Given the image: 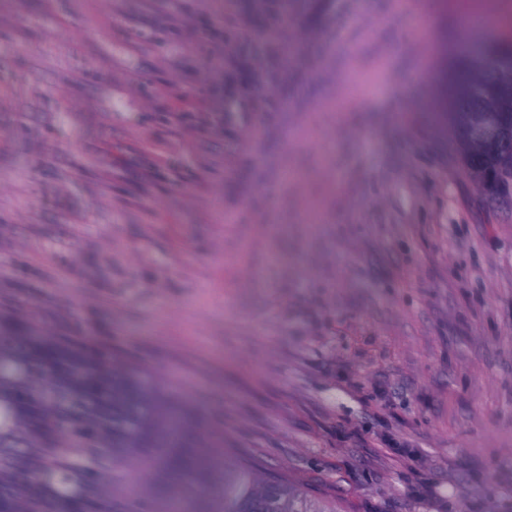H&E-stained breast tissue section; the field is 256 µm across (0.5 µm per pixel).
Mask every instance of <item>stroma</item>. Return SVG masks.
Returning a JSON list of instances; mask_svg holds the SVG:
<instances>
[{
    "mask_svg": "<svg viewBox=\"0 0 512 512\" xmlns=\"http://www.w3.org/2000/svg\"><path fill=\"white\" fill-rule=\"evenodd\" d=\"M499 2L0 0V312L187 401L204 465L512 512V210L450 106Z\"/></svg>",
    "mask_w": 512,
    "mask_h": 512,
    "instance_id": "stroma-1",
    "label": "stroma"
}]
</instances>
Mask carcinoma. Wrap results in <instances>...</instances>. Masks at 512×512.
Segmentation results:
<instances>
[{
    "label": "carcinoma",
    "instance_id": "carcinoma-1",
    "mask_svg": "<svg viewBox=\"0 0 512 512\" xmlns=\"http://www.w3.org/2000/svg\"><path fill=\"white\" fill-rule=\"evenodd\" d=\"M44 337L0 315V497L9 512H155L144 472L155 466L167 512H190L207 489L184 462L191 411L167 401L137 367L117 368L92 340H57L47 361ZM217 512H323L290 484L263 493L246 467L219 469Z\"/></svg>",
    "mask_w": 512,
    "mask_h": 512
}]
</instances>
